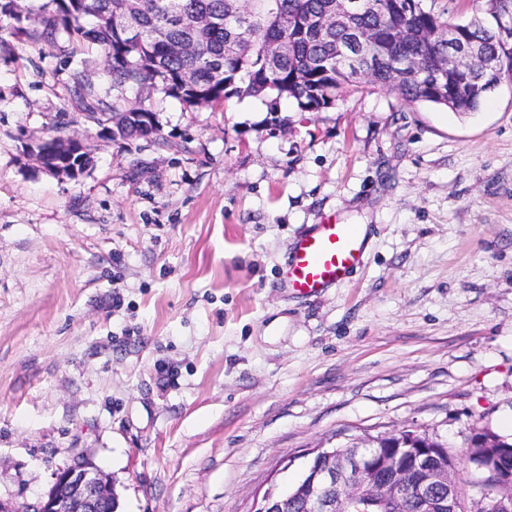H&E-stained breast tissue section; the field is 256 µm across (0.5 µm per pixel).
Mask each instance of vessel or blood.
I'll return each mask as SVG.
<instances>
[{
	"label": "vessel or blood",
	"mask_w": 512,
	"mask_h": 512,
	"mask_svg": "<svg viewBox=\"0 0 512 512\" xmlns=\"http://www.w3.org/2000/svg\"><path fill=\"white\" fill-rule=\"evenodd\" d=\"M365 251L358 227L324 219L294 241L283 283L298 295H319L349 279L363 265Z\"/></svg>",
	"instance_id": "b4317fda"
}]
</instances>
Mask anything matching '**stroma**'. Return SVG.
I'll use <instances>...</instances> for the list:
<instances>
[{
  "label": "stroma",
  "instance_id": "stroma-1",
  "mask_svg": "<svg viewBox=\"0 0 512 512\" xmlns=\"http://www.w3.org/2000/svg\"><path fill=\"white\" fill-rule=\"evenodd\" d=\"M92 52L0 37V500L73 459L118 512H250L314 448L414 429L469 501L472 430L512 438V83L478 111L363 85L319 112L154 93L159 135L111 139L70 92ZM92 146L71 179L38 141ZM367 227L351 281L283 288L293 242Z\"/></svg>",
  "mask_w": 512,
  "mask_h": 512
}]
</instances>
